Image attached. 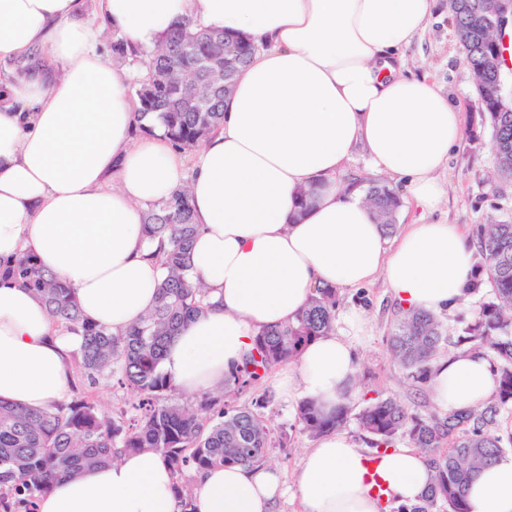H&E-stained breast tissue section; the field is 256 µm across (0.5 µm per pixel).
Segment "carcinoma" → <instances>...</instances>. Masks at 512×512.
Here are the masks:
<instances>
[{
    "label": "carcinoma",
    "instance_id": "obj_1",
    "mask_svg": "<svg viewBox=\"0 0 512 512\" xmlns=\"http://www.w3.org/2000/svg\"><path fill=\"white\" fill-rule=\"evenodd\" d=\"M449 8L466 66L475 78L477 102L487 116L491 151L500 179L512 182V112L494 111L504 93L505 73L487 66L491 43L502 41L496 31L476 23L484 0H457ZM235 42L240 52L230 65L225 89L198 62L224 56V45ZM257 47L222 29L179 24L164 37L146 61V75L135 89L140 103L141 131L161 130L178 149L200 147L224 120L225 94ZM366 200L374 207L384 234L394 232L402 206L385 179L367 183ZM146 240L159 242L157 259L164 276L156 304L139 322L114 334L84 319L73 289L44 272L29 253L0 261V275L19 280L43 302L55 329L83 337L73 359V380L84 390L102 379H114L128 395V408L118 414L102 411L88 396L42 409L23 408L0 400V512H34L37 499L61 478H74L87 468L126 453L152 450L162 455L176 479L180 512H195L190 481L215 466H260L267 450L284 447L288 435H274L265 415L271 396L262 393L248 406L232 404L275 367L295 360L320 336L334 331L339 290L318 287L308 306L292 321L262 329L252 339L243 362L224 380V393L202 392L192 403L176 398L177 387L161 370L168 339L213 305L206 289L191 276V247L197 233L186 187L149 204L143 211ZM478 267L484 280L473 292L490 288L473 319L457 336L459 354H487L496 367V394L470 412L411 411L392 397L365 400L356 414L370 436L375 453L408 441L431 470L419 502L397 512H468L466 491L483 467L512 452V425H501L512 414V222L479 224L474 229ZM445 340L439 317L420 310L405 312L395 323L387 348L392 359L416 386H427L433 361ZM351 394L327 413L312 399L296 412L298 430L319 437L346 427Z\"/></svg>",
    "mask_w": 512,
    "mask_h": 512
}]
</instances>
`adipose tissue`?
I'll list each match as a JSON object with an SVG mask.
<instances>
[{
    "label": "adipose tissue",
    "mask_w": 512,
    "mask_h": 512,
    "mask_svg": "<svg viewBox=\"0 0 512 512\" xmlns=\"http://www.w3.org/2000/svg\"><path fill=\"white\" fill-rule=\"evenodd\" d=\"M434 0H0V59L35 57L24 76L0 74V258L33 253L72 286L88 321L118 333L156 303L163 269L142 227L143 204L189 184L198 233L194 279L214 306L170 342L161 369L185 393L222 387L262 328L294 320L316 287L383 279L404 308L459 305L474 275L460 225L408 224L387 243L362 186L341 173L357 150L376 173L435 210L438 174L462 130L458 106L409 71L402 51ZM191 21L258 50L224 101V122L193 166L162 134L137 130L129 82L98 45L100 27L149 51ZM309 191L298 208L299 191ZM76 333L54 329L41 300L0 278V399L26 408L65 402ZM347 337L309 344L277 379L285 398L331 411L351 390ZM498 376L479 354L437 359L431 388L445 411L488 401ZM387 491L376 496L375 481ZM429 469L416 449L387 450L368 468L363 449L323 436L296 480L300 512H391L419 500ZM159 453L61 479L37 512H179ZM277 471L236 465L197 475V512H271ZM470 512H512V454L473 477Z\"/></svg>",
    "instance_id": "ef3b65f1"
}]
</instances>
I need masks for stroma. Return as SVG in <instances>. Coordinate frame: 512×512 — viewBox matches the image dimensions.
Wrapping results in <instances>:
<instances>
[{"label":"stroma","instance_id":"obj_1","mask_svg":"<svg viewBox=\"0 0 512 512\" xmlns=\"http://www.w3.org/2000/svg\"><path fill=\"white\" fill-rule=\"evenodd\" d=\"M404 56L413 72L426 76L442 94L455 101L464 115V127L440 175L448 187L445 202L431 214L404 202L398 224L443 221L470 231L478 224L512 221V184L501 182L496 175L491 127L478 108L474 79L463 62L448 0H436L435 9ZM339 309L358 311L362 317L361 326L350 331L359 381L353 410L362 408L365 397L380 395L395 398L421 413L436 411L430 391L414 387L387 351L393 323L401 314L390 288L379 280L343 289ZM316 444V439L293 432L287 447L271 449L268 464L280 472L286 489L285 495L276 499L274 512H300L292 488L306 452Z\"/></svg>","mask_w":512,"mask_h":512}]
</instances>
